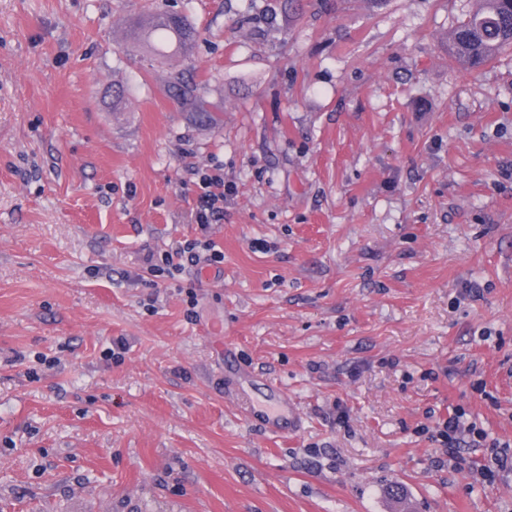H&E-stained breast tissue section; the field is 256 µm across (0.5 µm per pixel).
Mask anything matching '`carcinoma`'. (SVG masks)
Here are the masks:
<instances>
[{
	"label": "carcinoma",
	"instance_id": "cac0c4a2",
	"mask_svg": "<svg viewBox=\"0 0 512 512\" xmlns=\"http://www.w3.org/2000/svg\"><path fill=\"white\" fill-rule=\"evenodd\" d=\"M150 33L161 34L180 50L194 38L184 17L168 12L152 17ZM448 45L455 62L467 70L491 63L502 49L512 46V0H480L478 8L453 29Z\"/></svg>",
	"mask_w": 512,
	"mask_h": 512
}]
</instances>
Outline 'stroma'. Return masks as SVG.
Returning <instances> with one entry per match:
<instances>
[{
  "label": "stroma",
  "instance_id": "obj_1",
  "mask_svg": "<svg viewBox=\"0 0 512 512\" xmlns=\"http://www.w3.org/2000/svg\"><path fill=\"white\" fill-rule=\"evenodd\" d=\"M476 0H0V512H512V49ZM173 11L188 55L136 23ZM190 88L175 96L172 83ZM220 267L143 272L200 234ZM280 386L300 430L244 418ZM479 3L448 38L452 58L467 70L491 63L502 49L512 46V0ZM197 202L191 212V221L198 224L202 237L184 240L171 246L161 258L149 253L145 259V271L151 276L167 271L169 276L181 274L186 266L195 267L201 258L207 266H218L224 262V252L210 238L207 230L215 218L224 214V182L217 176L204 174L197 183ZM466 411L458 406L448 410V418L441 423L439 436L442 438V453L453 461L455 466L464 461L459 451V440L467 437L469 448L474 451L483 449V461L476 460L471 465L473 477L481 483H494L497 480L511 477L512 449L511 443L498 439H488L487 433L473 422L467 421Z\"/></svg>",
  "mask_w": 512,
  "mask_h": 512
}]
</instances>
